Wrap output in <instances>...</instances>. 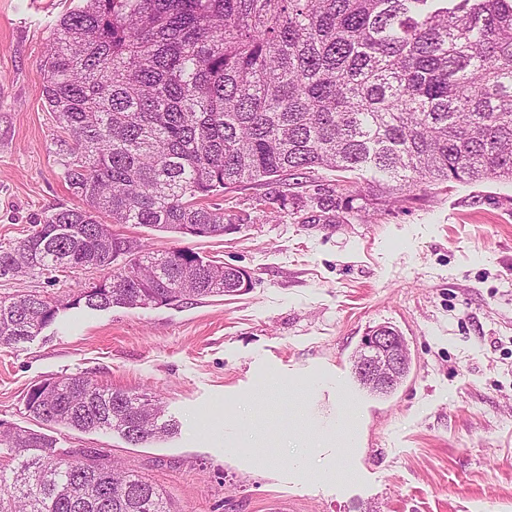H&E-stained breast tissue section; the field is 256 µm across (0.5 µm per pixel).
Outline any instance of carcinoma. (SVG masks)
<instances>
[{
	"mask_svg": "<svg viewBox=\"0 0 512 512\" xmlns=\"http://www.w3.org/2000/svg\"><path fill=\"white\" fill-rule=\"evenodd\" d=\"M63 133L58 164L82 205L33 221L0 248V278L24 269L109 274L64 297L0 295V346L66 309L145 308L240 292L239 272L185 247L116 266L114 224L197 237L243 218L215 199L277 185L269 210L343 224L378 195L421 184L512 182V0H84L55 24L40 63ZM44 425L116 430L142 444L175 434L157 399L83 375L33 385ZM0 512H176L149 478L93 450L0 421Z\"/></svg>",
	"mask_w": 512,
	"mask_h": 512,
	"instance_id": "carcinoma-1",
	"label": "carcinoma"
}]
</instances>
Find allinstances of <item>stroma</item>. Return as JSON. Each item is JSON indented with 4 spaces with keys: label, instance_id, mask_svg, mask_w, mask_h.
I'll list each match as a JSON object with an SVG mask.
<instances>
[{
    "label": "stroma",
    "instance_id": "1",
    "mask_svg": "<svg viewBox=\"0 0 512 512\" xmlns=\"http://www.w3.org/2000/svg\"><path fill=\"white\" fill-rule=\"evenodd\" d=\"M81 0H0V246L76 205L62 178L40 59ZM267 184L226 191L244 222L221 237L137 224L151 250L187 247L241 267L249 291L175 305L62 311L0 347V420L33 429L31 386L70 374L154 396L177 434L134 445L52 426L163 488L182 512H512V183L444 182L376 199L345 224L270 214ZM92 271H31L0 295H64ZM390 324L411 354L387 396L354 373L361 339ZM351 419L356 446L303 449ZM278 434L277 442L254 435Z\"/></svg>",
    "mask_w": 512,
    "mask_h": 512
}]
</instances>
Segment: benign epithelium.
I'll list each match as a JSON object with an SVG mask.
<instances>
[{
  "label": "benign epithelium",
  "mask_w": 512,
  "mask_h": 512,
  "mask_svg": "<svg viewBox=\"0 0 512 512\" xmlns=\"http://www.w3.org/2000/svg\"><path fill=\"white\" fill-rule=\"evenodd\" d=\"M409 362L406 341L392 326L379 325L362 338L358 373L377 391L390 390Z\"/></svg>",
  "instance_id": "benign-epithelium-1"
}]
</instances>
